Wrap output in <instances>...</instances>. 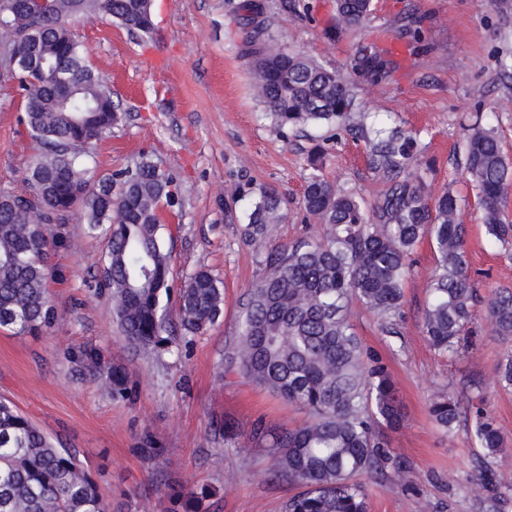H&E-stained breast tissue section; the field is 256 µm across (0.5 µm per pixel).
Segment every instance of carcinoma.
Listing matches in <instances>:
<instances>
[{
	"instance_id": "obj_1",
	"label": "carcinoma",
	"mask_w": 512,
	"mask_h": 512,
	"mask_svg": "<svg viewBox=\"0 0 512 512\" xmlns=\"http://www.w3.org/2000/svg\"><path fill=\"white\" fill-rule=\"evenodd\" d=\"M0 0V20L16 30L15 49L36 47L69 78L73 96L56 100L53 74L16 76L24 94L23 124L38 156L28 190H0V329L35 336L58 318L47 282L48 257L63 239L49 226L62 224L77 208L89 229L105 230L106 273L90 276L94 287L112 298V312L124 339L135 348L178 347L169 330L167 305L175 301L180 327L192 337L221 317L224 294L211 273L200 270L171 288V255L161 237L159 211L178 196L173 178L144 156L134 166L97 181L87 158L119 116L105 80L87 63L84 49L69 32V20L109 17L129 32L152 35V0H51L44 11L11 10ZM372 0H336V30H354L371 15ZM242 26L241 55L253 76L257 100L281 128L345 123L354 111L353 82L267 34L261 4L240 0L234 6ZM393 49L360 45L353 72L378 84L397 69ZM466 174L477 191L490 241L512 259V224L502 207L512 190V162L493 131L474 127L465 141ZM322 150L310 158L312 172L302 197L306 217L316 230L290 245L272 248L263 273L252 285L238 344L231 362L245 379L288 401L305 414L298 427L270 434L261 423L249 438L271 448L273 472L302 491L291 496L285 512H368L364 477L406 462L387 450L385 431L406 419L399 388L385 366L367 358L350 321L361 304L384 326L400 316L408 259L429 241L437 266L429 282L422 330L440 353L467 351L474 334L475 288L469 275L467 227L459 220L457 196H431L418 173L416 138L393 130L371 144L370 165L388 178L372 203L319 173ZM39 214L36 224L30 212ZM284 218L283 198L274 187L260 192L243 225L251 242L270 236ZM495 332L512 338V292L500 291L487 303ZM72 362L123 396L130 372L96 347L71 354ZM497 384L512 388V354L496 368ZM485 398L475 404L474 438L487 457L504 445L502 432L486 412ZM434 423L453 431L461 416L450 394L429 405ZM0 512H107L97 483L79 459L58 448L6 401H0Z\"/></svg>"
}]
</instances>
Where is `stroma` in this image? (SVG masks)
I'll list each match as a JSON object with an SVG mask.
<instances>
[{"label": "stroma", "mask_w": 512, "mask_h": 512, "mask_svg": "<svg viewBox=\"0 0 512 512\" xmlns=\"http://www.w3.org/2000/svg\"><path fill=\"white\" fill-rule=\"evenodd\" d=\"M268 33L326 68L351 74L354 47L379 38L400 52L387 83L356 80L360 104L351 124L412 132L419 168L432 193L460 197L466 247L477 289L473 346L451 359L435 351L422 331L427 285L437 257L429 242L413 255L404 283L396 335L362 306L350 320L365 350L392 372L406 406L403 427L388 436L391 454L406 472L365 482L369 512H512V389L494 384L495 369L512 344L494 335L486 302L512 290V259L489 244L476 192L466 180L468 126L493 129L512 160V11L492 0H373L365 26L336 31L335 0H260ZM157 32L146 38L109 18L76 19L90 64L107 81L119 121L97 142L96 176L133 167L147 156L170 174L179 203L165 208L161 234L171 253L170 283L181 286L198 270L224 292V313L207 333L183 340L180 353L129 345L112 317L107 292L88 287L99 271L107 239L79 215L54 230L64 238L52 258L49 284L59 320L38 336L0 330V398L9 400L60 448L76 452L96 480L108 512H284L296 485L272 475L267 449L249 441L255 422L280 431L304 416L267 389L232 371L226 359L262 260L272 247L305 231L299 208L315 146L326 157L323 175L374 201L386 187L367 161L368 144L335 126L282 129L252 91L241 59V28L230 0H153ZM426 18L427 51H405L398 16ZM23 95L0 76V188L16 191L36 153L20 123ZM273 186L288 199V217L271 237L241 236L255 197ZM247 188L239 202L231 196ZM102 348L130 369L126 398L82 375L68 353ZM485 391L487 408L505 438L500 454L485 457L473 439L472 415L443 435L428 407L451 391L468 402ZM205 492L201 502L173 499L169 483Z\"/></svg>", "instance_id": "stroma-1"}]
</instances>
